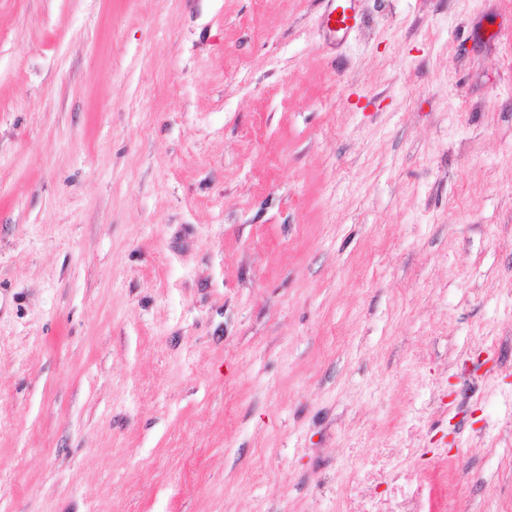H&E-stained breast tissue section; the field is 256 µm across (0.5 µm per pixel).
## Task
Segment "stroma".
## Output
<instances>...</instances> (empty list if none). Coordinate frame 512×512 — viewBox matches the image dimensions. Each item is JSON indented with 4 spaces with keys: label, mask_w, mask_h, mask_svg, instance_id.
<instances>
[{
    "label": "stroma",
    "mask_w": 512,
    "mask_h": 512,
    "mask_svg": "<svg viewBox=\"0 0 512 512\" xmlns=\"http://www.w3.org/2000/svg\"><path fill=\"white\" fill-rule=\"evenodd\" d=\"M0 0V512H512V0ZM346 3L335 7L328 15V22H333L336 34H347L356 24V13L353 0H344ZM340 8L338 17H334L336 10ZM353 22V23H352Z\"/></svg>",
    "instance_id": "stroma-1"
}]
</instances>
